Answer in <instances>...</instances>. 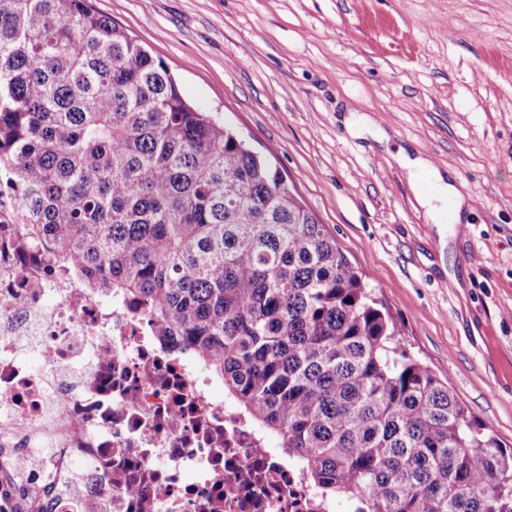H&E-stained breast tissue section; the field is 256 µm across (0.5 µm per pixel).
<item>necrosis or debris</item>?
Wrapping results in <instances>:
<instances>
[{
  "label": "necrosis or debris",
  "mask_w": 512,
  "mask_h": 512,
  "mask_svg": "<svg viewBox=\"0 0 512 512\" xmlns=\"http://www.w3.org/2000/svg\"><path fill=\"white\" fill-rule=\"evenodd\" d=\"M155 330L0 223V459L58 485L49 512H336Z\"/></svg>",
  "instance_id": "necrosis-or-debris-1"
}]
</instances>
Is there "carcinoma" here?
Wrapping results in <instances>:
<instances>
[{"label": "carcinoma", "instance_id": "carcinoma-1", "mask_svg": "<svg viewBox=\"0 0 512 512\" xmlns=\"http://www.w3.org/2000/svg\"><path fill=\"white\" fill-rule=\"evenodd\" d=\"M3 208L181 337L323 499L512 512V446L401 345L281 172L90 0H0Z\"/></svg>", "mask_w": 512, "mask_h": 512}]
</instances>
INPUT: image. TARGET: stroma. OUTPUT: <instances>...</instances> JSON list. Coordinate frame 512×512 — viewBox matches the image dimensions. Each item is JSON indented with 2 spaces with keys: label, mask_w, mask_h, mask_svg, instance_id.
Listing matches in <instances>:
<instances>
[{
  "label": "stroma",
  "mask_w": 512,
  "mask_h": 512,
  "mask_svg": "<svg viewBox=\"0 0 512 512\" xmlns=\"http://www.w3.org/2000/svg\"><path fill=\"white\" fill-rule=\"evenodd\" d=\"M283 174L417 359L512 443V0H92ZM450 178L417 200L399 151ZM401 158L406 167L409 168L410 178L416 185H418L420 177L424 173L428 174L434 185L433 192L419 191L418 199L421 205L428 208L433 214H436L441 209L442 204L446 201H451L453 204L454 218L459 221L463 199L454 185L446 182L442 175L437 170L431 168L422 158L411 160L405 155H402ZM439 204H441V206Z\"/></svg>",
  "instance_id": "1"
}]
</instances>
